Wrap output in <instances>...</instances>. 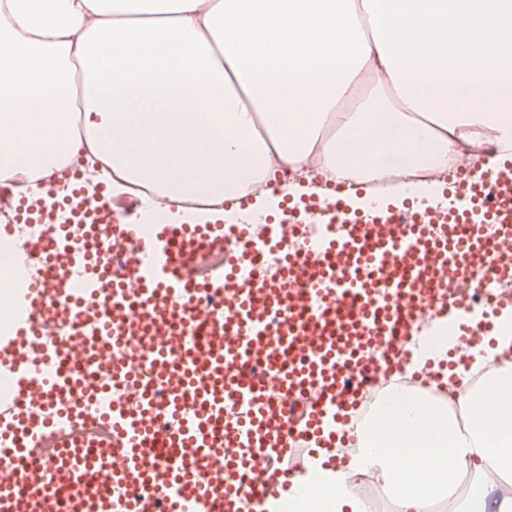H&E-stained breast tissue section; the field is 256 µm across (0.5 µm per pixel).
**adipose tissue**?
<instances>
[{"mask_svg": "<svg viewBox=\"0 0 512 512\" xmlns=\"http://www.w3.org/2000/svg\"><path fill=\"white\" fill-rule=\"evenodd\" d=\"M367 74L389 97L345 105ZM488 134L512 143V0H0V173L80 153L94 181L221 202L280 164L332 181L443 172ZM22 253L0 238L1 333ZM496 323L471 371L443 372L466 427L390 394L347 468L313 465L267 512H365L352 488L370 471L399 512L450 496L453 512H512V312ZM454 346L436 326L413 370Z\"/></svg>", "mask_w": 512, "mask_h": 512, "instance_id": "adipose-tissue-1", "label": "adipose tissue"}]
</instances>
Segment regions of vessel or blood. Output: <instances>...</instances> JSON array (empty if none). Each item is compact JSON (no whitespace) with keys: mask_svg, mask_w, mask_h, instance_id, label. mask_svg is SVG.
I'll use <instances>...</instances> for the list:
<instances>
[{"mask_svg":"<svg viewBox=\"0 0 512 512\" xmlns=\"http://www.w3.org/2000/svg\"><path fill=\"white\" fill-rule=\"evenodd\" d=\"M460 211L398 206L371 191L307 198L325 222L314 252L276 278H242L219 225H160L145 238L101 190L73 189L42 222V267L14 336L0 339V512H260L287 497L319 449L325 417H352L357 381L438 320L488 335L512 308L498 295L472 328L477 289L512 280L495 251L512 240V161L458 181ZM125 247L120 269L97 246ZM145 364L156 382L134 380Z\"/></svg>","mask_w":512,"mask_h":512,"instance_id":"b4317fda","label":"vessel or blood"}]
</instances>
